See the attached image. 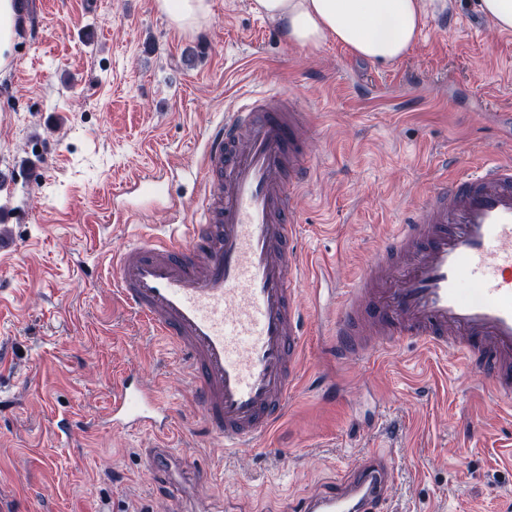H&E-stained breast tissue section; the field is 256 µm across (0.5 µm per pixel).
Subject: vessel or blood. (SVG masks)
Returning <instances> with one entry per match:
<instances>
[{
  "label": "vessel or blood",
  "instance_id": "obj_1",
  "mask_svg": "<svg viewBox=\"0 0 512 512\" xmlns=\"http://www.w3.org/2000/svg\"><path fill=\"white\" fill-rule=\"evenodd\" d=\"M310 115L287 92L248 95L208 132L195 218L168 240L142 237L112 255L115 293L153 336L182 355L195 409L227 448L251 446L280 421L301 381L313 314L333 322L337 360L377 341L452 354L512 403V161L460 168L408 207L347 288L298 302L304 257L294 198L314 173ZM113 431L166 437L173 416L134 372L116 378ZM153 479L172 490L203 473L169 448H149ZM373 457L295 512H374L391 480Z\"/></svg>",
  "mask_w": 512,
  "mask_h": 512
}]
</instances>
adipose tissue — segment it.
I'll use <instances>...</instances> for the list:
<instances>
[{
  "label": "adipose tissue",
  "instance_id": "1",
  "mask_svg": "<svg viewBox=\"0 0 512 512\" xmlns=\"http://www.w3.org/2000/svg\"><path fill=\"white\" fill-rule=\"evenodd\" d=\"M155 4L183 33L198 32L210 13L209 0ZM452 7V0H254L255 10L279 25L286 43L312 49L333 39L382 64L402 58L426 19Z\"/></svg>",
  "mask_w": 512,
  "mask_h": 512
}]
</instances>
